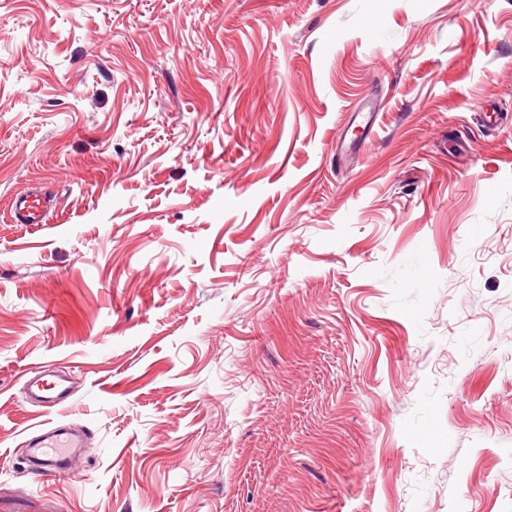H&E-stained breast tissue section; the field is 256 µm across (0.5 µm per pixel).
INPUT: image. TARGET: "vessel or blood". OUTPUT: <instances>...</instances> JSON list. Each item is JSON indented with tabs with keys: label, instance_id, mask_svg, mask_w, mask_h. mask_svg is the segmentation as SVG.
<instances>
[{
	"label": "vessel or blood",
	"instance_id": "vessel-or-blood-1",
	"mask_svg": "<svg viewBox=\"0 0 512 512\" xmlns=\"http://www.w3.org/2000/svg\"><path fill=\"white\" fill-rule=\"evenodd\" d=\"M41 198L18 197L12 204L15 219L21 224H37L41 221ZM31 402L43 408H55L70 397L65 380L53 371H30L24 383ZM80 436L66 425L51 428L29 440L28 448L32 467L46 478L71 473L80 456Z\"/></svg>",
	"mask_w": 512,
	"mask_h": 512
}]
</instances>
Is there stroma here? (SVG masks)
Listing matches in <instances>:
<instances>
[{
  "instance_id": "obj_1",
  "label": "stroma",
  "mask_w": 512,
  "mask_h": 512,
  "mask_svg": "<svg viewBox=\"0 0 512 512\" xmlns=\"http://www.w3.org/2000/svg\"><path fill=\"white\" fill-rule=\"evenodd\" d=\"M0 512H512V0H0ZM43 202L41 198L31 196H20L12 204L15 219L20 224H39ZM24 383L26 394L31 402L43 408H55L64 404L70 397L65 379L53 371H28ZM32 467L44 478L70 474L77 465L80 436L67 425H57L28 441Z\"/></svg>"
}]
</instances>
